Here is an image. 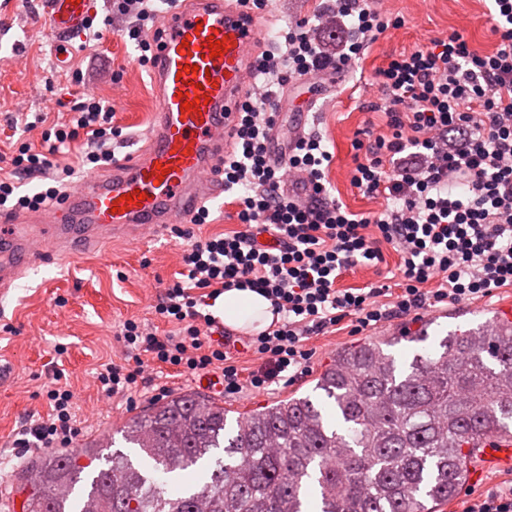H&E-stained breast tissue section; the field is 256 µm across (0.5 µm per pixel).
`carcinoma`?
<instances>
[{
  "label": "carcinoma",
  "instance_id": "cac0c4a2",
  "mask_svg": "<svg viewBox=\"0 0 512 512\" xmlns=\"http://www.w3.org/2000/svg\"><path fill=\"white\" fill-rule=\"evenodd\" d=\"M450 331L398 362L400 336L340 348L314 378L315 395L291 393L228 419L193 392L129 419L120 450L86 496L78 460L88 449L32 463L30 512H439L468 482L484 448L512 438V322L488 336ZM181 431L180 443L169 430ZM200 480L177 493L160 483L188 470Z\"/></svg>",
  "mask_w": 512,
  "mask_h": 512
}]
</instances>
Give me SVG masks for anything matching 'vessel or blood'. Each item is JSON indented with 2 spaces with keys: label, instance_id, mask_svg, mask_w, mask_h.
<instances>
[{
  "label": "vessel or blood",
  "instance_id": "vessel-or-blood-1",
  "mask_svg": "<svg viewBox=\"0 0 512 512\" xmlns=\"http://www.w3.org/2000/svg\"><path fill=\"white\" fill-rule=\"evenodd\" d=\"M99 0H46L55 59L68 67L71 42ZM151 77L158 111L146 144L87 174L59 206L0 223V293L48 258H73L74 246L94 257L101 244L139 240L188 222L196 208L220 197L222 163L230 153L237 109L250 92L244 74L266 49L260 16L237 0H185L163 15ZM223 42L220 56L210 40ZM195 109H183L184 101Z\"/></svg>",
  "mask_w": 512,
  "mask_h": 512
}]
</instances>
